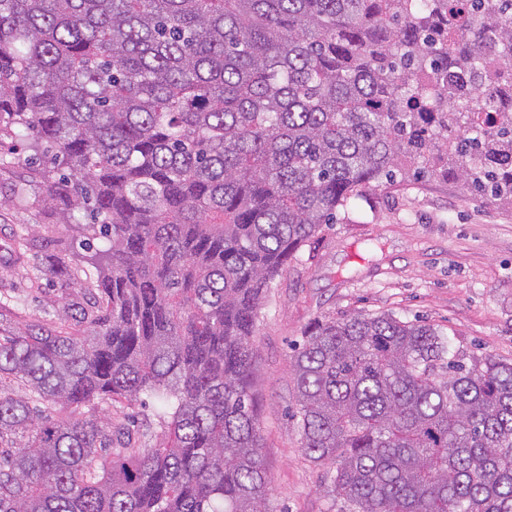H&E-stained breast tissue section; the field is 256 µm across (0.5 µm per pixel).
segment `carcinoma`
Returning <instances> with one entry per match:
<instances>
[{
    "mask_svg": "<svg viewBox=\"0 0 512 512\" xmlns=\"http://www.w3.org/2000/svg\"><path fill=\"white\" fill-rule=\"evenodd\" d=\"M8 140L97 278L57 326L0 311V512H267L269 283L365 188L512 201V0H0ZM292 367L348 512H512V363L358 312ZM149 399L160 436L101 412Z\"/></svg>",
    "mask_w": 512,
    "mask_h": 512,
    "instance_id": "cac0c4a2",
    "label": "carcinoma"
}]
</instances>
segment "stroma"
Listing matches in <instances>:
<instances>
[{"mask_svg":"<svg viewBox=\"0 0 512 512\" xmlns=\"http://www.w3.org/2000/svg\"><path fill=\"white\" fill-rule=\"evenodd\" d=\"M20 151L0 167V298L14 328L56 322L59 303H85L93 271L67 285L41 275L77 250L44 202ZM29 240L23 261L18 241ZM389 313L441 327L452 347L512 361V203L465 191L455 179L409 180L364 191L304 246L269 288L256 326L254 373L269 512H347L326 492L327 468L304 455L290 418L293 347L319 316Z\"/></svg>","mask_w":512,"mask_h":512,"instance_id":"1","label":"stroma"}]
</instances>
